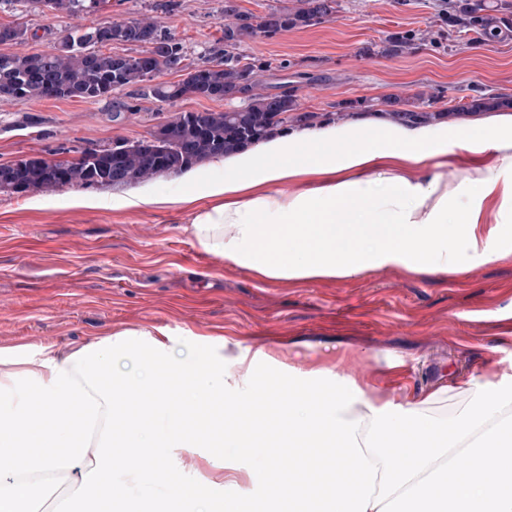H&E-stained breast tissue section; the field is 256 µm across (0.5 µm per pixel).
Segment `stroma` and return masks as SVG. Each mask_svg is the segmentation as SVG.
I'll return each mask as SVG.
<instances>
[{"instance_id": "stroma-1", "label": "stroma", "mask_w": 512, "mask_h": 512, "mask_svg": "<svg viewBox=\"0 0 512 512\" xmlns=\"http://www.w3.org/2000/svg\"><path fill=\"white\" fill-rule=\"evenodd\" d=\"M110 0L93 18L37 5L0 8V24L26 29L21 45L0 51L51 50L58 38L87 23L143 17L181 42L188 63L224 30V0ZM446 0H338L321 23L236 47L243 62H267L269 83L300 80L307 110L334 114L339 103H381L434 93L432 110L485 94L512 97V39L488 43L472 34L439 40ZM418 36L409 53L379 52L392 36ZM128 112L113 117L116 105ZM230 100L190 97L173 103L133 88L100 101L15 100L0 103V163L28 156L71 158L118 138L148 136L183 111H224ZM127 188L78 187L0 194V348L67 354L125 330H163L178 350L199 347L232 357L259 350L266 388L296 396L289 367L332 366L357 377L376 397L420 395L446 386L444 415L467 398L455 384L472 373L494 377L512 369V253L479 262L467 273L431 277L387 269L358 278L288 283L262 281L193 247L183 208L126 206ZM97 197L94 206L79 197ZM218 448L178 451L169 469L178 489L207 485L212 512L225 495L252 493L266 512L273 487L252 488L249 456L235 475L216 467Z\"/></svg>"}]
</instances>
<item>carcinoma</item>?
<instances>
[{
    "instance_id": "1",
    "label": "carcinoma",
    "mask_w": 512,
    "mask_h": 512,
    "mask_svg": "<svg viewBox=\"0 0 512 512\" xmlns=\"http://www.w3.org/2000/svg\"><path fill=\"white\" fill-rule=\"evenodd\" d=\"M49 11L67 15L92 16L105 0H31ZM293 6L273 9L259 17L244 13L233 0H224L222 44L208 49L203 64L195 67L185 63L183 45L159 31L147 19L122 24L90 25L70 34L71 45L41 53H0V84H10L16 94L10 100H55L78 98L100 100L113 91L140 85L154 77L186 72L175 82L147 86L142 95L160 102H174L190 96L187 78L196 82L197 97L235 98L242 92L245 105L224 112H179L153 133L158 142L156 153L147 155L139 141L116 139L112 145L83 151L76 162L64 165L65 177L54 179L43 161L33 158L22 167L12 162L0 163V194L24 193L35 189L63 187H123L140 183L168 172L181 173L200 161L221 157L266 139L284 130L291 121L313 123L328 116L304 112L300 87L284 82L269 91L263 76L270 69L267 63L240 62L230 51L243 38L260 34L271 38L299 26L321 22L332 14L335 0H292ZM448 26L459 32H472L485 42H497L512 36V3L497 0L495 14L487 13V5L472 6L471 0H448L444 17ZM26 31L11 25H0V43L22 44ZM124 43L143 47L136 57L105 54L98 45ZM413 45L409 35H397L382 49L385 54H398ZM54 95L46 94L47 88ZM391 116L402 123L429 122L442 116L429 112L409 101L397 98L387 101ZM512 109V98L479 95L470 102L448 109L450 114L489 112ZM121 156L109 162L113 149Z\"/></svg>"
}]
</instances>
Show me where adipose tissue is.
<instances>
[{
  "instance_id": "1",
  "label": "adipose tissue",
  "mask_w": 512,
  "mask_h": 512,
  "mask_svg": "<svg viewBox=\"0 0 512 512\" xmlns=\"http://www.w3.org/2000/svg\"><path fill=\"white\" fill-rule=\"evenodd\" d=\"M462 175L448 183V167ZM290 190H282V183ZM178 191L147 185L130 194L132 207L186 206L184 231L202 253L274 281L355 278L383 268L422 276L466 272L472 264L512 253V114L456 126L445 121L401 124L361 117L301 126L243 150L188 168ZM499 225L482 231L483 211ZM154 355L140 373L107 379L115 360L138 345ZM173 345L128 332L62 355L0 349V512H39L60 480L69 498L90 499L91 512H186V497L170 494L164 470L118 480L116 447L127 442L159 448L164 459L180 448H221L225 461L239 449L259 448L269 421L279 439L318 454L337 476L355 471L342 494L308 480L289 489V512H512V373L460 383L466 406L441 416L439 387L415 398L373 397L355 377L332 368L288 378L330 395L321 405L261 393L257 357L240 352L239 374L224 377L222 355L174 357ZM171 375H163V368ZM178 378L184 397L169 396ZM152 401L141 402L143 384ZM42 400L41 421L30 413ZM268 408L257 411L259 400ZM198 412L185 415L184 403ZM246 422L228 430L225 420ZM493 479H486V472Z\"/></svg>"
}]
</instances>
